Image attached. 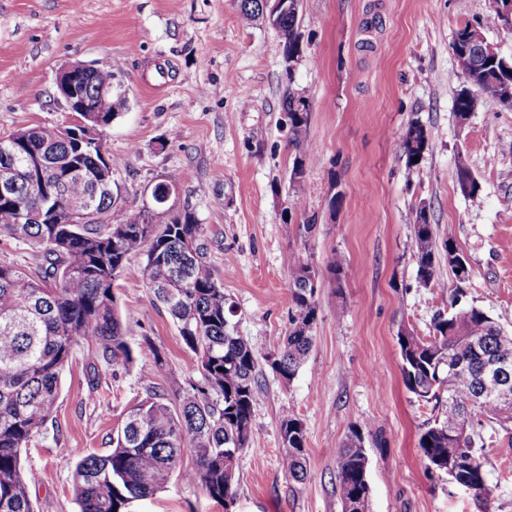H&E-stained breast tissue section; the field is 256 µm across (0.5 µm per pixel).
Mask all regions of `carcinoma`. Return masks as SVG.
Returning a JSON list of instances; mask_svg holds the SVG:
<instances>
[{
	"mask_svg": "<svg viewBox=\"0 0 512 512\" xmlns=\"http://www.w3.org/2000/svg\"><path fill=\"white\" fill-rule=\"evenodd\" d=\"M241 22H266L264 0H240ZM299 8L275 17L276 24L297 34ZM499 26V10L489 6L484 25L468 23L456 30L451 51L469 88L461 89L454 110L462 120L486 106L512 107V59L484 52V28ZM91 92L112 83V64L101 66L91 79ZM282 109L288 112V139L295 149L292 170L302 182L303 167L313 159L306 139L308 102L288 92ZM115 112L83 113L98 126L93 145L83 141L85 128L62 133L57 126L39 125L0 136V172H8L16 197L40 194L46 223L21 224L15 201L0 202V235L13 239L30 255L31 266L0 262V512H34L29 487L38 475L21 464V453L42 435L61 393L64 368L77 346L95 350L98 364L126 366L132 349L123 331L113 292L128 258L145 256L142 276L154 299L162 304L195 354L197 378L186 389L160 394L148 387L123 426L112 436L103 455L80 457L73 471L79 512H129L135 501L163 489L179 471L213 500L236 495L238 456L254 441L253 404L259 372L269 351L233 330L234 305L213 277L206 262L201 224L192 210L164 206L155 214L130 210L121 224L111 222L112 187L99 181L102 166L120 165L106 159L99 144ZM428 143L422 125H410L402 149L407 163L422 157ZM61 197L82 206L71 217L56 207ZM419 279H434L436 250L426 207L413 215ZM292 270V310L288 330L277 350L283 378L291 381L312 348V326L318 315L315 287L300 279L309 264L289 257ZM400 367L406 389L429 402L448 395V410L419 437L427 469H437L448 456H461L455 482L478 498L490 493L483 449L476 447L472 426L455 439L448 433L461 424V413L486 416L502 430L512 429V402L502 405L496 393L512 392V336L501 335L493 319L476 306H463L450 316H438L428 338L408 332L398 339ZM245 434L246 443L235 438ZM280 434L292 451L281 457L288 479H306L304 427L283 416ZM193 453L191 469H180L185 452ZM368 458L363 433L351 431L337 459L341 503L355 499L356 512H371L367 486Z\"/></svg>",
	"mask_w": 512,
	"mask_h": 512,
	"instance_id": "carcinoma-1",
	"label": "carcinoma"
}]
</instances>
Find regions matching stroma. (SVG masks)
Instances as JSON below:
<instances>
[{"label":"stroma","mask_w":512,"mask_h":512,"mask_svg":"<svg viewBox=\"0 0 512 512\" xmlns=\"http://www.w3.org/2000/svg\"><path fill=\"white\" fill-rule=\"evenodd\" d=\"M489 0H300L301 54L286 71L282 42L264 24L242 25L239 0H0V134L70 121L56 71L69 62L112 65L122 98L107 128L121 165L113 223L142 206L174 174V210L192 209L207 261L234 303L237 332L270 351L289 325V255L317 271L313 346L291 382L264 369L253 407L254 443L236 468L231 508L180 477L131 512H342L336 458L362 429L371 512H512V439L489 421L476 428L486 448L488 500L426 471L418 439L440 408L409 393L397 335L429 336L454 295L512 334V109L489 107L459 125L466 78L450 44L464 24L484 22ZM309 104L307 138L316 158L300 188L289 175L282 99ZM428 146L408 166L402 138L413 122ZM465 155L480 189L463 192L456 157ZM426 205L441 251L433 282L417 276L412 212ZM316 224L312 233L300 224ZM451 243L472 273L456 288ZM344 260L341 283L327 265ZM132 256L114 293L133 362L100 366L77 348L60 397L38 441L21 454L39 475L35 512H78L73 453L102 455L126 410L145 395L143 373L172 393L193 378L191 350L142 279ZM165 364L156 367L155 354ZM305 429L308 476L281 469L283 415Z\"/></svg>","instance_id":"35a3bbf8"}]
</instances>
